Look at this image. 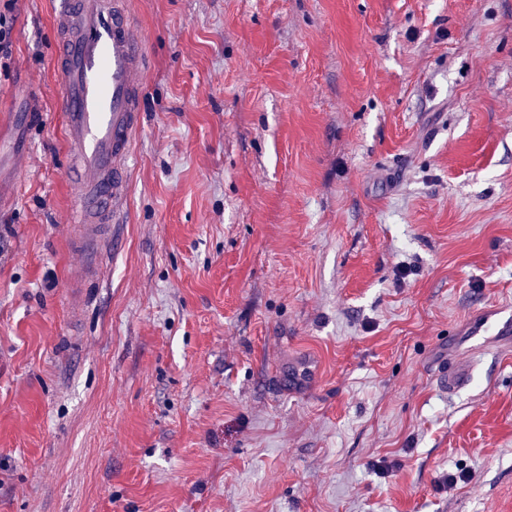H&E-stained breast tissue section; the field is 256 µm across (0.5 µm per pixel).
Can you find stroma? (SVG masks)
I'll use <instances>...</instances> for the list:
<instances>
[{"label": "stroma", "instance_id": "stroma-1", "mask_svg": "<svg viewBox=\"0 0 512 512\" xmlns=\"http://www.w3.org/2000/svg\"><path fill=\"white\" fill-rule=\"evenodd\" d=\"M55 6L16 0L0 71V512H512V351L463 338L512 304V0H129L97 288ZM436 380L439 386L448 394L458 391L470 382L469 376L461 372L454 364L444 365L438 371Z\"/></svg>", "mask_w": 512, "mask_h": 512}]
</instances>
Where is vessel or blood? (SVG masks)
Wrapping results in <instances>:
<instances>
[{
  "mask_svg": "<svg viewBox=\"0 0 512 512\" xmlns=\"http://www.w3.org/2000/svg\"><path fill=\"white\" fill-rule=\"evenodd\" d=\"M53 28L65 142L74 157L68 177L80 188L72 245L84 263L71 279L93 282L109 266L115 228L128 205V162L141 119L145 41L128 0H60ZM507 330L512 332L511 317L495 319L479 310L468 333L500 336ZM437 382L453 393L470 378L447 364Z\"/></svg>",
  "mask_w": 512,
  "mask_h": 512,
  "instance_id": "1",
  "label": "vessel or blood"
}]
</instances>
